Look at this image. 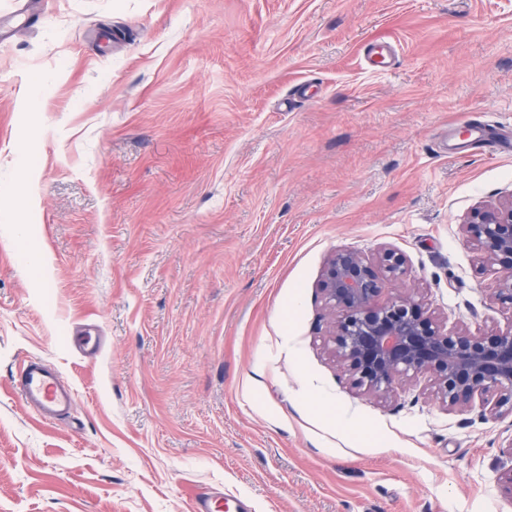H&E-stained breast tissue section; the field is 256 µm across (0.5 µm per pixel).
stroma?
<instances>
[{
    "label": "stroma",
    "mask_w": 512,
    "mask_h": 512,
    "mask_svg": "<svg viewBox=\"0 0 512 512\" xmlns=\"http://www.w3.org/2000/svg\"><path fill=\"white\" fill-rule=\"evenodd\" d=\"M0 32V512H512V417L351 391L317 288L388 247L448 326H512L460 230L512 197L470 130L512 139V0H47ZM28 358L76 389L58 421ZM11 388L22 404L32 408L42 420L56 419L74 401L71 383L61 374L36 359L22 362L11 380Z\"/></svg>",
    "instance_id": "1"
}]
</instances>
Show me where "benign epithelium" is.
Returning <instances> with one entry per match:
<instances>
[{"label":"benign epithelium","mask_w":512,"mask_h":512,"mask_svg":"<svg viewBox=\"0 0 512 512\" xmlns=\"http://www.w3.org/2000/svg\"><path fill=\"white\" fill-rule=\"evenodd\" d=\"M462 228L481 270L496 273L494 300L512 311V200L476 208ZM407 276L406 258L389 248L372 259L345 248L329 258L319 289L336 313L332 353L349 388L385 402L397 380L425 377L449 411L478 400L486 416H512V328L449 329L415 293L378 300Z\"/></svg>","instance_id":"7a95c632"}]
</instances>
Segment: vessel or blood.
<instances>
[{
	"instance_id": "1",
	"label": "vessel or blood",
	"mask_w": 512,
	"mask_h": 512,
	"mask_svg": "<svg viewBox=\"0 0 512 512\" xmlns=\"http://www.w3.org/2000/svg\"><path fill=\"white\" fill-rule=\"evenodd\" d=\"M11 388L22 404L43 420L66 413L74 401L71 383L64 381L58 371L32 358L22 362L11 380Z\"/></svg>"
}]
</instances>
